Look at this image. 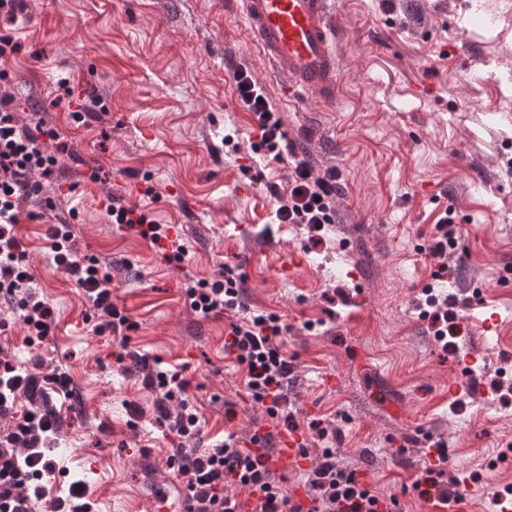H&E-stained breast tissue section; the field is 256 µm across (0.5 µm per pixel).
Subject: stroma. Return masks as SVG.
I'll list each match as a JSON object with an SVG mask.
<instances>
[{"label": "stroma", "instance_id": "35a3bbf8", "mask_svg": "<svg viewBox=\"0 0 512 512\" xmlns=\"http://www.w3.org/2000/svg\"><path fill=\"white\" fill-rule=\"evenodd\" d=\"M333 9L341 73L326 103L284 90L231 0H25L12 25L21 48L0 91L20 126L62 134L67 148L43 197L55 215L75 214L82 252L111 262L112 299L137 323L125 348L97 333L82 289L46 258L54 215L31 200L40 217L18 236L52 332L28 346L20 311L0 307L9 325L0 350L71 379L48 450L53 495L82 482L94 512H152L159 495L186 498L168 459L197 441L159 420V394L128 349L184 370L203 439L274 428L224 353L227 319L199 317L186 297L188 283L227 269L247 308L287 326L276 339L291 363L281 396L311 461L332 450L400 512H423L414 485L440 440L464 512H490L494 494H512V0H336ZM241 62L296 153L341 174L336 221L321 231L274 221L270 188L285 186L288 166L251 162V116L230 81ZM116 197L170 225L186 251L181 268L109 222ZM449 206L458 243L437 279L425 247ZM428 285L456 299L455 352L424 315ZM492 311L499 323L488 332ZM467 357L498 392L470 386Z\"/></svg>", "mask_w": 512, "mask_h": 512}]
</instances>
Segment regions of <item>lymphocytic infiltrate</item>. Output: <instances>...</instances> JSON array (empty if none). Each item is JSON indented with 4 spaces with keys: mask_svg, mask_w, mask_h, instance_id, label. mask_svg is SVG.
Segmentation results:
<instances>
[{
    "mask_svg": "<svg viewBox=\"0 0 512 512\" xmlns=\"http://www.w3.org/2000/svg\"><path fill=\"white\" fill-rule=\"evenodd\" d=\"M231 82L238 102L254 120L253 150L289 164L288 184L275 194L278 223L305 224L313 230L334 223L339 193L336 168L319 172L310 160L298 157L287 142L278 108L247 65L232 69ZM60 138L57 130L40 124L19 126L9 103L0 100V298L19 302L28 333L26 342L31 346L49 336L52 311L45 302L20 294L33 276L15 229L27 218L25 204L40 196L43 179L55 172L54 150ZM107 214L112 223L136 231L153 245H161L167 237V225L158 223L146 208L115 201L108 205ZM47 239L53 263L83 289L99 329L129 343L137 324L113 303L111 272L103 269L97 257L81 255L67 219L50 225ZM186 296L202 318L228 320L225 353L244 366L251 399L264 405L270 416H277L282 384L291 367L275 342L283 330L279 317L245 307L238 281L229 273L188 285ZM49 383L55 393L71 397L66 373L45 377L0 358V415L17 408L18 403L26 405L12 431L0 437V500L8 502L11 512H34V503L44 500L53 512H90L82 484L72 483L67 497L55 499L43 481L55 471L44 448L64 422L60 410L42 403ZM143 383L161 392L163 402L178 403V413L165 415L171 431L182 437H200V414L186 396L189 383L181 372L158 368L146 374ZM257 441L253 435L244 443L231 433L192 453H174L169 463L187 479L186 512H241L237 495L241 488L252 498V512H381L383 499L360 482L356 472L340 468L329 449L307 473L305 485L312 506L303 509L272 481L267 455L257 449Z\"/></svg>",
    "mask_w": 512,
    "mask_h": 512,
    "instance_id": "lymphocytic-infiltrate-1",
    "label": "lymphocytic infiltrate"
}]
</instances>
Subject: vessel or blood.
I'll return each mask as SVG.
<instances>
[{"label":"vessel or blood","instance_id":"1","mask_svg":"<svg viewBox=\"0 0 512 512\" xmlns=\"http://www.w3.org/2000/svg\"><path fill=\"white\" fill-rule=\"evenodd\" d=\"M233 5L287 88L324 100L334 97L340 58L330 0H233ZM303 446L300 434L282 437L270 466L303 463Z\"/></svg>","mask_w":512,"mask_h":512}]
</instances>
